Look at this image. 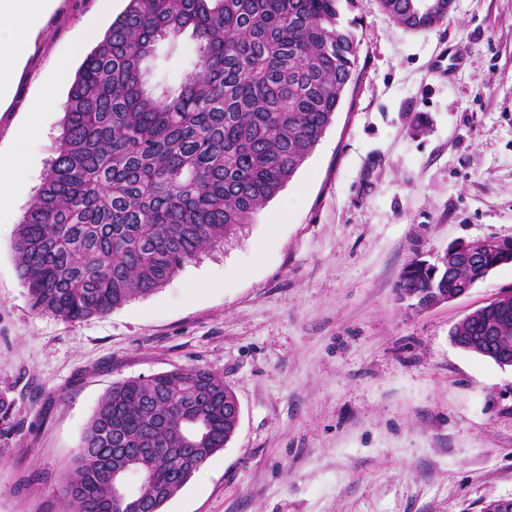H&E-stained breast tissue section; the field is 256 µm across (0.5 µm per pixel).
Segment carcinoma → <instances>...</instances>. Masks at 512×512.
<instances>
[{
    "label": "carcinoma",
    "instance_id": "obj_1",
    "mask_svg": "<svg viewBox=\"0 0 512 512\" xmlns=\"http://www.w3.org/2000/svg\"><path fill=\"white\" fill-rule=\"evenodd\" d=\"M402 28L448 17V0H379ZM353 0H128L83 59L63 104L56 157L16 227L31 309L68 322L103 316L166 284L224 243L293 179L353 82ZM198 59L157 96L145 61L185 32ZM485 265L420 258L397 291L470 285ZM482 321L454 336H479ZM224 378L176 368L112 383L62 486L67 512H162L236 430ZM136 478L120 493L112 473Z\"/></svg>",
    "mask_w": 512,
    "mask_h": 512
}]
</instances>
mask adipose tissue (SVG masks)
<instances>
[{
	"mask_svg": "<svg viewBox=\"0 0 512 512\" xmlns=\"http://www.w3.org/2000/svg\"><path fill=\"white\" fill-rule=\"evenodd\" d=\"M59 3L60 0H0V108L10 103L23 67L35 50L36 35ZM58 103L54 84H45L29 104L19 146L9 155L0 156V213L13 208V188L29 169L27 144L43 114L53 111Z\"/></svg>",
	"mask_w": 512,
	"mask_h": 512,
	"instance_id": "adipose-tissue-1",
	"label": "adipose tissue"
}]
</instances>
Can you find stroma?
<instances>
[{
    "label": "stroma",
    "mask_w": 512,
    "mask_h": 512,
    "mask_svg": "<svg viewBox=\"0 0 512 512\" xmlns=\"http://www.w3.org/2000/svg\"><path fill=\"white\" fill-rule=\"evenodd\" d=\"M127 0H61L11 105L70 56L84 16L106 31ZM354 81L295 177L235 238L153 294L68 323L34 313L12 252L16 225L55 155L45 113L31 171L0 217V512H65L63 477L113 382L176 368L221 376L238 427L164 512H481L512 498V368L453 345L450 329L512 292V265L427 309L398 297L414 257L458 240H512V0H455L440 26L407 31L354 0ZM465 49L449 77L433 61ZM190 35L147 61L155 94L192 69Z\"/></svg>",
    "instance_id": "1"
}]
</instances>
